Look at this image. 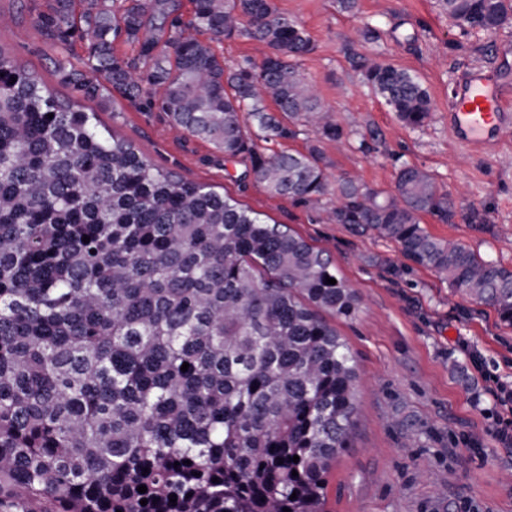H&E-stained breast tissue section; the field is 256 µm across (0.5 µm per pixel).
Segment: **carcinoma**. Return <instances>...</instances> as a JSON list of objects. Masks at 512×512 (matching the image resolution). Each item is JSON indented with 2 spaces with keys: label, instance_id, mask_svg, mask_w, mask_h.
<instances>
[{
  "label": "carcinoma",
  "instance_id": "1",
  "mask_svg": "<svg viewBox=\"0 0 512 512\" xmlns=\"http://www.w3.org/2000/svg\"><path fill=\"white\" fill-rule=\"evenodd\" d=\"M191 4L185 22L181 0H46L33 24L68 97L0 44V512H326L357 429V360L332 323L356 317V292L288 226L116 135L92 107L114 92L226 161L249 156L268 194L394 241L512 325V269L420 224L455 217L427 172L400 166L390 193L331 189L320 143L345 128L299 71L315 48L303 25L274 0ZM441 6L464 33L512 21V0ZM239 37L260 62L216 52ZM355 67L404 125L429 117L408 71ZM301 123L318 135L305 151L256 150Z\"/></svg>",
  "mask_w": 512,
  "mask_h": 512
}]
</instances>
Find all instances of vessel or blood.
Returning a JSON list of instances; mask_svg holds the SVG:
<instances>
[{"mask_svg": "<svg viewBox=\"0 0 512 512\" xmlns=\"http://www.w3.org/2000/svg\"><path fill=\"white\" fill-rule=\"evenodd\" d=\"M448 110L454 138L471 150L495 146L512 131V95L478 74L449 102Z\"/></svg>", "mask_w": 512, "mask_h": 512, "instance_id": "vessel-or-blood-1", "label": "vessel or blood"}]
</instances>
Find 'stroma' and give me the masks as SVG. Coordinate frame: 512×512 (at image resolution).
I'll return each instance as SVG.
<instances>
[{"mask_svg": "<svg viewBox=\"0 0 512 512\" xmlns=\"http://www.w3.org/2000/svg\"><path fill=\"white\" fill-rule=\"evenodd\" d=\"M44 2L0 0V44L47 77L56 50L32 23ZM275 3L312 37L315 49L300 71L352 132L342 145L323 142L329 178L354 175L390 192L400 165L423 169L451 195L457 214L447 224L421 216L422 226L512 269V139L477 153L448 128V103L468 72L500 75L512 90V24L465 34L439 0H358L350 13L336 0ZM368 53L427 89L432 110L423 126L402 124L363 85L352 60ZM100 117L156 164L214 186L327 250L357 292V317L336 327L357 357L359 421L331 470L328 512H512V447H500L491 434L496 401L489 382L494 376L512 384L511 325L492 307L450 297L447 283L410 266L395 242L355 235L267 194L249 174V158L225 162L211 145L174 128L165 113L143 111L116 94ZM362 138L369 145L364 152ZM470 348L480 352L482 370L473 368Z\"/></svg>", "mask_w": 512, "mask_h": 512, "instance_id": "obj_1", "label": "stroma"}]
</instances>
